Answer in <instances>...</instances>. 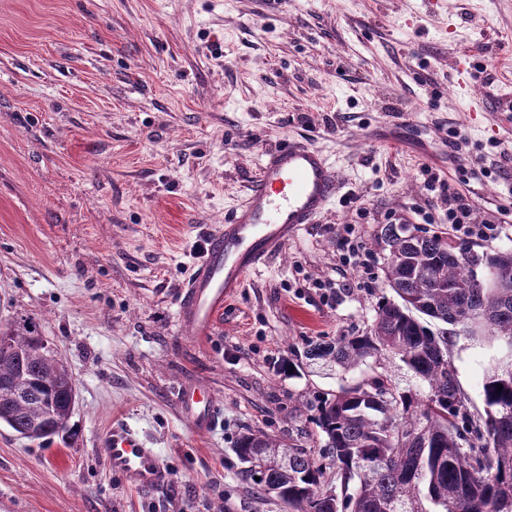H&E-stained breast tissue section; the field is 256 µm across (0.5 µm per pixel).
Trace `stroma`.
Instances as JSON below:
<instances>
[{
    "label": "stroma",
    "instance_id": "1",
    "mask_svg": "<svg viewBox=\"0 0 512 512\" xmlns=\"http://www.w3.org/2000/svg\"><path fill=\"white\" fill-rule=\"evenodd\" d=\"M462 60L494 82L460 87ZM508 97L512 0H0V328L35 325L78 385L71 447L0 426V512H288L242 479L237 437L317 446L313 392L370 374L304 351L372 326L387 225L451 236L424 166L465 181L478 220L512 218ZM289 140L335 163L341 199L191 336L177 310L195 248ZM347 224L371 287L340 261ZM448 351L483 411L505 349L460 332ZM186 384L215 395L212 432L182 417ZM116 423L159 449L164 486L108 468Z\"/></svg>",
    "mask_w": 512,
    "mask_h": 512
}]
</instances>
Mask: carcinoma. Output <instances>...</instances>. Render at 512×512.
<instances>
[{"mask_svg": "<svg viewBox=\"0 0 512 512\" xmlns=\"http://www.w3.org/2000/svg\"><path fill=\"white\" fill-rule=\"evenodd\" d=\"M385 241L394 297H382L370 330L311 343L306 358L349 370L392 356L427 393L403 390L383 372L316 391L308 408L320 448L247 431L234 447L242 477L289 512H512V360L483 377L484 414L475 415L448 355L457 327L512 348V288L468 274L444 236L390 224ZM472 261L507 269L512 251ZM7 335L14 352L0 356V425L40 446L66 437L70 393L50 380L63 364L34 330Z\"/></svg>", "mask_w": 512, "mask_h": 512, "instance_id": "obj_1", "label": "carcinoma"}]
</instances>
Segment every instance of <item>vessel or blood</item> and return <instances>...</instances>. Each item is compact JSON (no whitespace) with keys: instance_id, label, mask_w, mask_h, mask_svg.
Returning a JSON list of instances; mask_svg holds the SVG:
<instances>
[{"instance_id":"b4317fda","label":"vessel or blood","mask_w":512,"mask_h":512,"mask_svg":"<svg viewBox=\"0 0 512 512\" xmlns=\"http://www.w3.org/2000/svg\"><path fill=\"white\" fill-rule=\"evenodd\" d=\"M339 190V172L321 150L291 141L266 153L247 199L203 244L181 292V327L195 336L210 334L246 279L316 223L335 203ZM179 400L183 416L196 431L215 426L220 407L209 392L186 385ZM103 452L109 468L125 474L136 488L152 489L168 478L157 449L147 447L130 427H112Z\"/></svg>"}]
</instances>
